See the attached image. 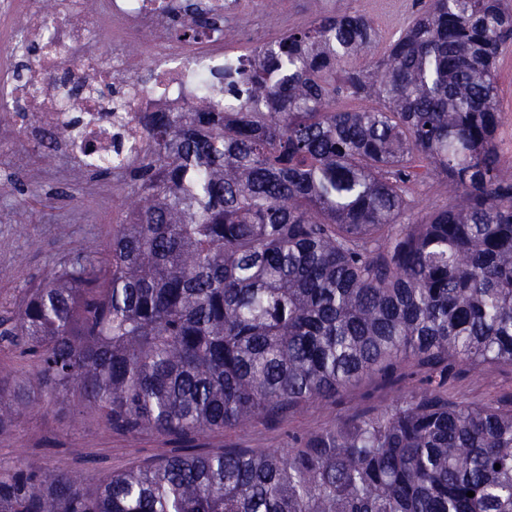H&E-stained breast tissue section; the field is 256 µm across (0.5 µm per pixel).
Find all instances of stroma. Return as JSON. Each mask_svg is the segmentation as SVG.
<instances>
[{"label": "stroma", "mask_w": 512, "mask_h": 512, "mask_svg": "<svg viewBox=\"0 0 512 512\" xmlns=\"http://www.w3.org/2000/svg\"><path fill=\"white\" fill-rule=\"evenodd\" d=\"M425 0H281L279 14L292 28L308 26L323 12L355 10L374 22L382 57ZM497 86L501 123L498 150L512 163V50L499 57ZM23 156L22 164L0 171V311L13 308L28 288L59 262L87 251L107 249L116 224L126 216L128 185L109 172H57L55 163L34 159L32 143L22 138L0 142V156ZM427 371L407 363L402 378L374 375L343 390L334 399L304 405L287 414L260 417L244 428L227 427L195 441L199 451L248 448L287 451L295 440L349 420L363 409L381 410L422 389ZM454 400L471 404L512 400V366H489L480 379L460 374L443 388ZM181 443L146 431H109L101 414L73 415L71 404L26 411L10 430L0 433V461L32 468L51 466L96 481L132 466L158 460Z\"/></svg>", "instance_id": "1"}]
</instances>
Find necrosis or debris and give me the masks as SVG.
<instances>
[{
    "mask_svg": "<svg viewBox=\"0 0 512 512\" xmlns=\"http://www.w3.org/2000/svg\"><path fill=\"white\" fill-rule=\"evenodd\" d=\"M207 20L186 12L183 0H55L48 19L43 0H11L0 13V106L27 116L36 148L59 155L74 172L88 170L124 147L135 156L144 134L145 112H183L206 97L214 71L237 63L232 45L238 22L224 12V0H205ZM177 15L198 25L197 39H174L167 18ZM112 46L104 62L102 39ZM41 49L39 63L20 70L16 53ZM149 55V77L140 79L142 55ZM82 95L81 128L69 126L65 103Z\"/></svg>",
    "mask_w": 512,
    "mask_h": 512,
    "instance_id": "obj_1",
    "label": "necrosis or debris"
}]
</instances>
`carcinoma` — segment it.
<instances>
[{"label": "carcinoma", "mask_w": 512, "mask_h": 512, "mask_svg": "<svg viewBox=\"0 0 512 512\" xmlns=\"http://www.w3.org/2000/svg\"><path fill=\"white\" fill-rule=\"evenodd\" d=\"M375 40L365 15L325 12L188 111L144 115L109 249L0 317V344L34 360L31 382L0 368V431L72 391L109 430L191 442L408 361L427 387L286 452L187 448L90 490L1 465L0 512H512V402L440 392L512 365L495 80L512 3L428 0L381 59L348 65ZM344 94L377 107L340 110ZM434 177L448 206L408 220L411 186Z\"/></svg>", "instance_id": "cac0c4a2"}]
</instances>
